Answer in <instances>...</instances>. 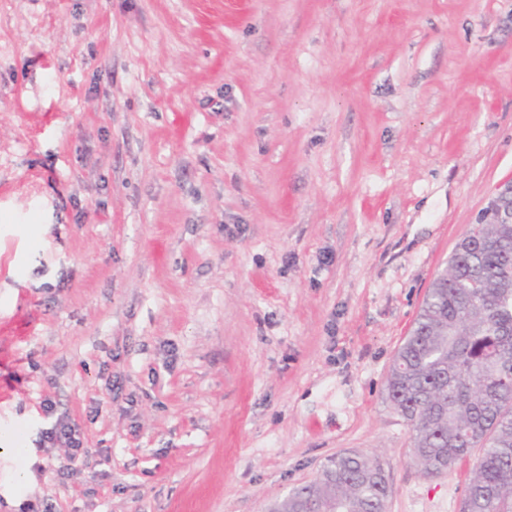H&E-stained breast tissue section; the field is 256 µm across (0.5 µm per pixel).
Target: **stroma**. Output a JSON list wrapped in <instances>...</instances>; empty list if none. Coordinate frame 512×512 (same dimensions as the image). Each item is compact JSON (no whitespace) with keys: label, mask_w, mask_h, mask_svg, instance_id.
Here are the masks:
<instances>
[{"label":"stroma","mask_w":512,"mask_h":512,"mask_svg":"<svg viewBox=\"0 0 512 512\" xmlns=\"http://www.w3.org/2000/svg\"><path fill=\"white\" fill-rule=\"evenodd\" d=\"M509 185L512 0H0V512H460L386 379ZM40 440L43 444H50L52 446L57 443L66 444L71 450L69 456L70 464L66 467L67 475L69 478L78 477V470L73 464L84 448L80 430L75 423L63 417H57L50 427L40 431ZM381 466L372 457L345 453L330 461L321 475L271 504L270 512L298 510L307 503L311 512H385L388 495L380 475Z\"/></svg>","instance_id":"35a3bbf8"}]
</instances>
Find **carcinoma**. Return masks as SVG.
<instances>
[{"label": "carcinoma", "instance_id": "carcinoma-1", "mask_svg": "<svg viewBox=\"0 0 512 512\" xmlns=\"http://www.w3.org/2000/svg\"><path fill=\"white\" fill-rule=\"evenodd\" d=\"M387 398L430 476L481 455L461 512H512V224H474L432 282L399 347ZM381 466L345 453L270 512H385Z\"/></svg>", "mask_w": 512, "mask_h": 512}]
</instances>
